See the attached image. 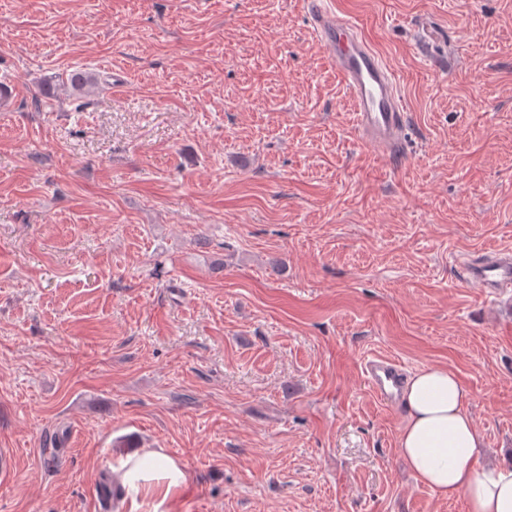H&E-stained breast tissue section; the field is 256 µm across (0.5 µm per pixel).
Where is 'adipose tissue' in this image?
Instances as JSON below:
<instances>
[{"instance_id": "obj_1", "label": "adipose tissue", "mask_w": 512, "mask_h": 512, "mask_svg": "<svg viewBox=\"0 0 512 512\" xmlns=\"http://www.w3.org/2000/svg\"><path fill=\"white\" fill-rule=\"evenodd\" d=\"M470 393L445 366L414 372L403 389L399 446L415 479L442 498H464L466 512H512V465L484 468L479 434L467 409ZM128 512H171L187 485L185 470L154 449L122 457L115 469Z\"/></svg>"}]
</instances>
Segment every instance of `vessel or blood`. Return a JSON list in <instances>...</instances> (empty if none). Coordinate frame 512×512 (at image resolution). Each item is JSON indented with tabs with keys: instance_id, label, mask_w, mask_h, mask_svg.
<instances>
[{
	"instance_id": "1",
	"label": "vessel or blood",
	"mask_w": 512,
	"mask_h": 512,
	"mask_svg": "<svg viewBox=\"0 0 512 512\" xmlns=\"http://www.w3.org/2000/svg\"><path fill=\"white\" fill-rule=\"evenodd\" d=\"M313 30L336 65L354 108L359 135L383 151L397 148L408 122L396 80L383 59L368 45L356 25L322 0H306ZM460 282L500 294L512 289V252L498 251L461 263ZM366 380L377 398L394 405L406 372L395 360L374 356L364 363Z\"/></svg>"
}]
</instances>
